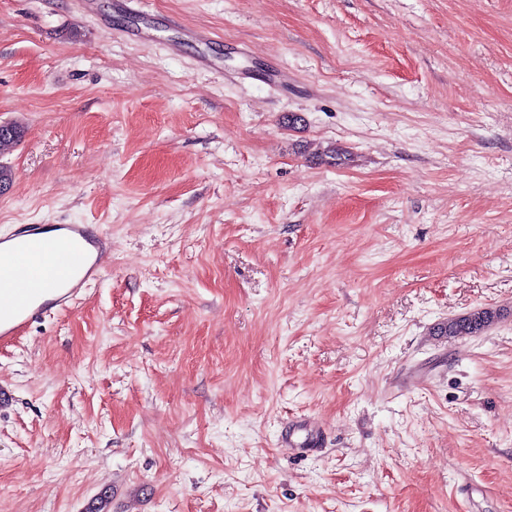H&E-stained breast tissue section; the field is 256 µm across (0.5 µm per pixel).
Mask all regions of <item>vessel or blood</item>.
Returning a JSON list of instances; mask_svg holds the SVG:
<instances>
[{
    "label": "vessel or blood",
    "instance_id": "obj_1",
    "mask_svg": "<svg viewBox=\"0 0 512 512\" xmlns=\"http://www.w3.org/2000/svg\"><path fill=\"white\" fill-rule=\"evenodd\" d=\"M31 224L0 237V342L22 336L48 310L72 305L103 269L111 249L106 237L84 224H60L52 239ZM322 436L313 422H289L280 443L289 454H304Z\"/></svg>",
    "mask_w": 512,
    "mask_h": 512
}]
</instances>
